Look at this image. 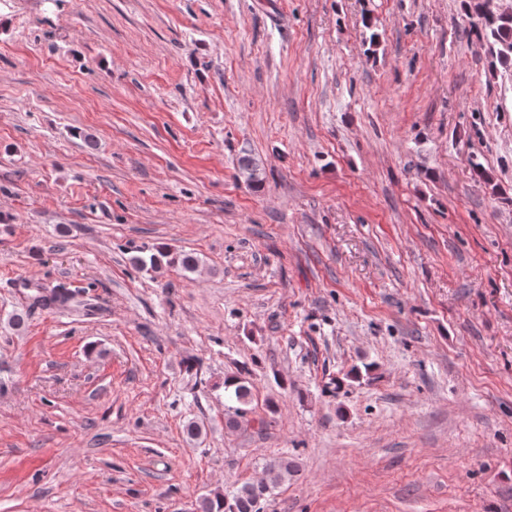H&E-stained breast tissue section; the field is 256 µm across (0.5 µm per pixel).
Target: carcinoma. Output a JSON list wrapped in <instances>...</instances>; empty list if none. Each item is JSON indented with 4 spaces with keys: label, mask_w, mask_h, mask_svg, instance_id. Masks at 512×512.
I'll use <instances>...</instances> for the list:
<instances>
[{
    "label": "carcinoma",
    "mask_w": 512,
    "mask_h": 512,
    "mask_svg": "<svg viewBox=\"0 0 512 512\" xmlns=\"http://www.w3.org/2000/svg\"><path fill=\"white\" fill-rule=\"evenodd\" d=\"M464 8L469 15L481 20L483 37L489 44L493 64L504 68L512 67V13L497 10L494 0H464ZM238 169L247 173L245 179L252 185L258 186L264 179L260 161L250 154L239 157ZM138 252L139 255L132 257V263L139 270L148 267L154 269L160 263V258L170 256L164 247H157L152 253L150 247L143 246ZM172 262L178 264L184 272L193 273L200 265V258L193 253L183 252L173 256ZM72 298L69 288L57 285L37 295L35 303L46 309L61 310L69 306ZM232 386L231 393L236 405L228 407L225 424L228 428L235 429L239 425V419L248 413L251 389L245 381L238 378L232 381ZM266 469L267 478L263 480L244 484L231 492L216 490L199 498L195 512H263L264 505L273 497L278 485L292 473L293 466L288 460L277 458L269 461Z\"/></svg>",
    "instance_id": "carcinoma-1"
}]
</instances>
